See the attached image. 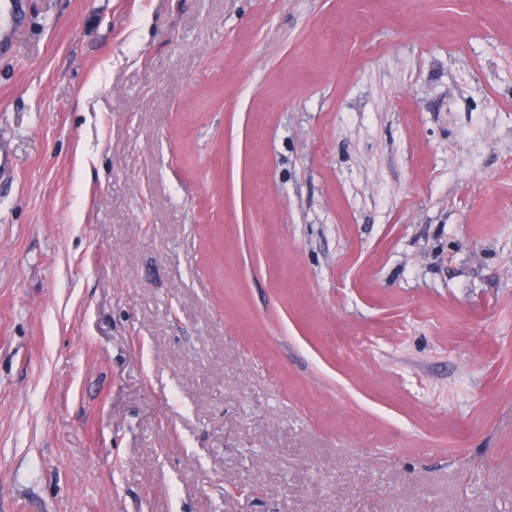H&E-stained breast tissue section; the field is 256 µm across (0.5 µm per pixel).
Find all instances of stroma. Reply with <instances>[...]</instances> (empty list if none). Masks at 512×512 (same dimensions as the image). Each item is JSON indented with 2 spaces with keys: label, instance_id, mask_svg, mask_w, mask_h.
<instances>
[{
  "label": "stroma",
  "instance_id": "1",
  "mask_svg": "<svg viewBox=\"0 0 512 512\" xmlns=\"http://www.w3.org/2000/svg\"><path fill=\"white\" fill-rule=\"evenodd\" d=\"M27 2L0 512H512V0Z\"/></svg>",
  "mask_w": 512,
  "mask_h": 512
}]
</instances>
